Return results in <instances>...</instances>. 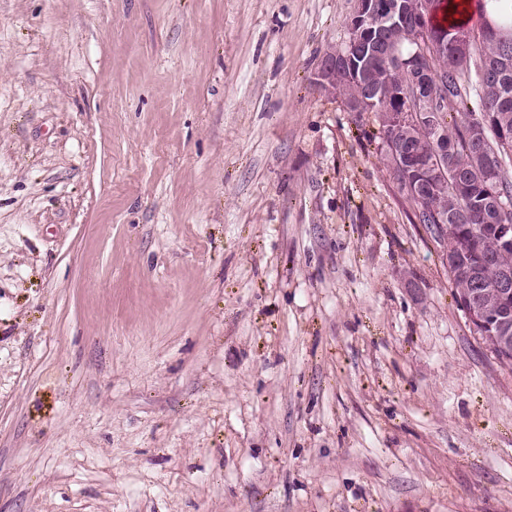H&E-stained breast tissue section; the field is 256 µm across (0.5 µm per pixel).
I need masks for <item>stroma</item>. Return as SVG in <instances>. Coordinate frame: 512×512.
Here are the masks:
<instances>
[{"mask_svg": "<svg viewBox=\"0 0 512 512\" xmlns=\"http://www.w3.org/2000/svg\"><path fill=\"white\" fill-rule=\"evenodd\" d=\"M354 5L0 0V512H512V370L313 83Z\"/></svg>", "mask_w": 512, "mask_h": 512, "instance_id": "35a3bbf8", "label": "stroma"}]
</instances>
